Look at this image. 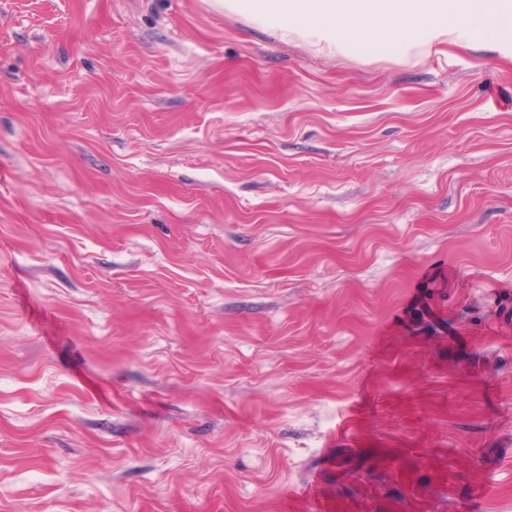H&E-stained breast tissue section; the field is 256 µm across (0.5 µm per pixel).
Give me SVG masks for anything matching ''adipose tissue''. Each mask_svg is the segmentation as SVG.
Wrapping results in <instances>:
<instances>
[{
  "label": "adipose tissue",
  "mask_w": 512,
  "mask_h": 512,
  "mask_svg": "<svg viewBox=\"0 0 512 512\" xmlns=\"http://www.w3.org/2000/svg\"><path fill=\"white\" fill-rule=\"evenodd\" d=\"M225 11L274 30L285 41L299 39L316 51L342 52L362 43L386 56L415 45L426 49L461 42L462 16L484 13L481 0H217Z\"/></svg>",
  "instance_id": "1"
}]
</instances>
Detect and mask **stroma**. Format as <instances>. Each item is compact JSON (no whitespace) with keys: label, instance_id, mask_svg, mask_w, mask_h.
Here are the masks:
<instances>
[{"label":"stroma","instance_id":"stroma-1","mask_svg":"<svg viewBox=\"0 0 512 512\" xmlns=\"http://www.w3.org/2000/svg\"><path fill=\"white\" fill-rule=\"evenodd\" d=\"M0 512H512V31L0 0Z\"/></svg>","mask_w":512,"mask_h":512}]
</instances>
